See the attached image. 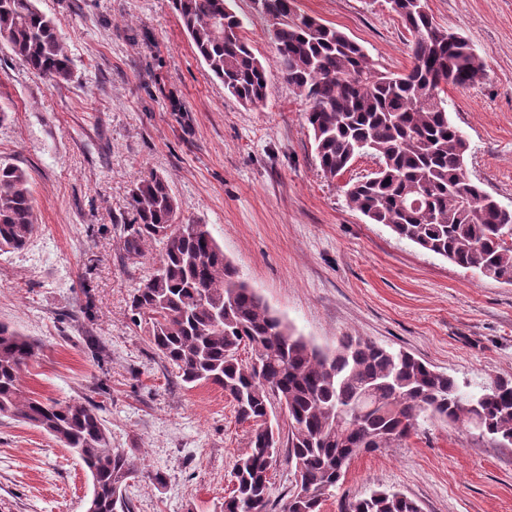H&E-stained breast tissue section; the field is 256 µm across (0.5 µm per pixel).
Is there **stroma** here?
<instances>
[{
  "instance_id": "1",
  "label": "stroma",
  "mask_w": 512,
  "mask_h": 512,
  "mask_svg": "<svg viewBox=\"0 0 512 512\" xmlns=\"http://www.w3.org/2000/svg\"><path fill=\"white\" fill-rule=\"evenodd\" d=\"M242 35L270 66L265 99L243 106L194 54L169 0H37L71 59L53 84L0 44V160L25 170L39 229L0 255V322L39 345L26 390L91 398L137 474L134 512H221L253 426L222 388H187L156 354L130 297L162 253L128 255L132 183L167 178L184 220L207 224L243 279L322 348L352 334L405 350L475 393L512 381V285L399 239L347 203L362 156L336 178L318 167L305 100L275 72L267 18L235 0ZM441 26L486 63L445 91L466 136V175L512 206V0H427ZM361 44L374 67L410 66V32L387 0H298ZM166 475L164 486L153 472ZM391 489L422 512H512V447L462 425L419 419L408 438L357 455L321 512ZM92 479L43 431L0 418V512H85Z\"/></svg>"
}]
</instances>
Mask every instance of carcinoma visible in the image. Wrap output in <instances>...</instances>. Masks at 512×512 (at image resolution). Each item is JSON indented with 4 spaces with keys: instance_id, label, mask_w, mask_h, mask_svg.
Instances as JSON below:
<instances>
[{
    "instance_id": "carcinoma-1",
    "label": "carcinoma",
    "mask_w": 512,
    "mask_h": 512,
    "mask_svg": "<svg viewBox=\"0 0 512 512\" xmlns=\"http://www.w3.org/2000/svg\"><path fill=\"white\" fill-rule=\"evenodd\" d=\"M414 40L411 67L376 70L364 47L343 31L299 12L297 0H260L259 13L288 21L272 33L276 68L308 104L305 121L323 175L343 174L371 155L379 170L346 184L349 205L400 239L452 264L512 284V207L465 175L469 143L451 121L443 97L485 75L483 58L462 51L466 38L439 25L427 0H388ZM198 57L231 96L256 105L267 93L268 70L242 36L234 0H170ZM0 41L25 66L56 84L72 77L71 60L53 20L36 0H0ZM125 250L139 255L158 241L153 273L135 289L133 314L184 384H215L236 418L256 426L235 465L224 512H273L269 471L278 441H265L273 404L288 413V462L294 482L283 512H321L322 503L360 452L390 448L418 419L470 426L512 446V381L478 393L436 372L412 354L361 336L322 349L273 314L224 256L206 224L180 221L165 177L137 179ZM29 176L0 162V252L24 250L38 231ZM252 362L239 359L241 348ZM36 345L0 323V417L18 418L52 436L89 470L94 491L87 512H133L123 495L135 461L112 447L90 400L45 402L21 384ZM343 512H421L399 491L385 489L345 504Z\"/></svg>"
}]
</instances>
